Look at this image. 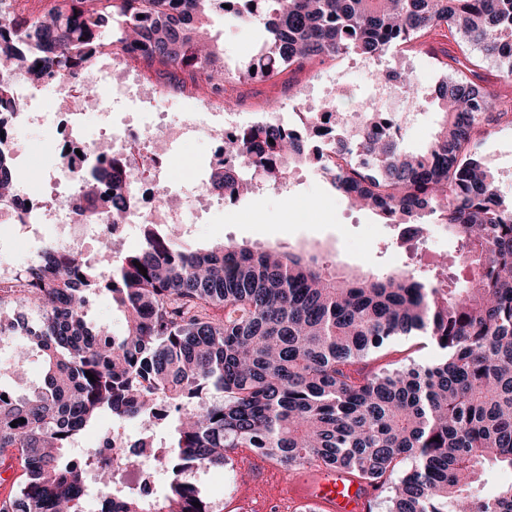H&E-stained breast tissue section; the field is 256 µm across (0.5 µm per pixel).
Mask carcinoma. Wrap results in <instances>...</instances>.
I'll list each match as a JSON object with an SVG mask.
<instances>
[{
    "mask_svg": "<svg viewBox=\"0 0 512 512\" xmlns=\"http://www.w3.org/2000/svg\"><path fill=\"white\" fill-rule=\"evenodd\" d=\"M214 12L262 29L240 79L270 80L317 58L377 57L445 31L512 76V0H54L41 15H0V199L14 197L1 190L18 180L5 142L14 74L37 83L51 70L89 73L93 50L109 38L220 93L223 49L200 44ZM496 100L462 75L439 83L441 121L419 154L377 126L336 134L325 175L351 204L392 224L430 214L454 238L453 259L418 274L337 272L315 254L235 242L195 249L170 224H144L137 250L106 245L98 259L43 246L20 273L26 287L0 294V311H30L0 322V341L19 344L18 359L35 351L45 367L25 396L0 384V467L20 469L0 512H84L91 468L110 487L95 512H213L187 471L222 467L234 448H255L285 469H346L370 484L411 460L390 512H512V479L479 490L485 466L512 473V200L472 151L481 129L504 116L492 111ZM311 163L320 155L285 124L236 126L209 188L232 198ZM129 178L112 166L103 197L96 169L85 168L78 215L122 220ZM100 291L125 320L121 336L89 320L90 295ZM413 333L446 357L373 374L356 368ZM161 397L173 414L160 495L73 459L74 443L102 415L148 419ZM154 442L148 431L124 447L138 455Z\"/></svg>",
    "mask_w": 512,
    "mask_h": 512,
    "instance_id": "carcinoma-1",
    "label": "carcinoma"
}]
</instances>
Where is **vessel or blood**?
<instances>
[{"label": "vessel or blood", "mask_w": 512, "mask_h": 512, "mask_svg": "<svg viewBox=\"0 0 512 512\" xmlns=\"http://www.w3.org/2000/svg\"><path fill=\"white\" fill-rule=\"evenodd\" d=\"M293 502H309L319 512H370L373 490L350 472L319 469L310 479L293 474L280 476Z\"/></svg>", "instance_id": "1"}]
</instances>
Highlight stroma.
<instances>
[{
    "instance_id": "obj_1",
    "label": "stroma",
    "mask_w": 512,
    "mask_h": 512,
    "mask_svg": "<svg viewBox=\"0 0 512 512\" xmlns=\"http://www.w3.org/2000/svg\"><path fill=\"white\" fill-rule=\"evenodd\" d=\"M209 30L224 49V63L237 70L254 55L260 41L256 26L230 27L223 16H212ZM465 44L458 37L438 36L423 48L415 45L389 47L369 64L350 66L343 89L337 96L340 111L366 110L375 97L370 73L404 61L412 90L388 100L389 108L410 115L402 126L399 140L411 152L427 148L438 127L440 115L432 102L434 86L444 76L462 70L458 59ZM342 66L338 59H315L292 66L284 74L264 82L233 78L224 85L225 121L236 126L258 120L297 122L305 108V95H317L329 85ZM142 78L158 81L178 90H191V97L173 99L169 112H194L205 99L198 81L185 72H173L158 63L137 67ZM465 71V70H462ZM478 85L512 96V80L504 76L495 61L488 60L465 71ZM474 152L497 175L501 193L512 197V122H498L477 136ZM189 242L199 249H209L227 240L254 247L310 249L322 261L344 270L396 269L410 266V252L398 242V230L368 210L353 208L329 180L312 165L290 173L283 185H266L256 193L207 211L192 225ZM442 356L428 337L402 336L385 350L366 359L367 370L380 371L409 365H431ZM226 468H213L200 478V487L214 512H240L238 500L224 496V477L232 475L239 485L252 479L251 467L267 464L278 472L276 464L252 448H237L229 453Z\"/></svg>"
}]
</instances>
